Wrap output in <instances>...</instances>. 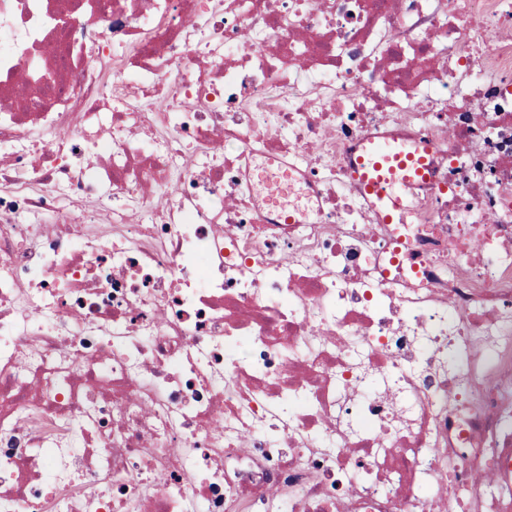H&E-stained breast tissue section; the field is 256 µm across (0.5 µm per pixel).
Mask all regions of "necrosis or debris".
Masks as SVG:
<instances>
[{"label": "necrosis or debris", "instance_id": "4bbe7bcc", "mask_svg": "<svg viewBox=\"0 0 512 512\" xmlns=\"http://www.w3.org/2000/svg\"><path fill=\"white\" fill-rule=\"evenodd\" d=\"M508 26L0 0V512H512ZM373 159L368 165L359 167L356 178L371 199L379 216L378 207L387 205L389 209H406L409 200L403 190L415 176L426 177L424 167L412 168L406 160L413 157L402 149L379 144L375 147Z\"/></svg>", "mask_w": 512, "mask_h": 512}]
</instances>
